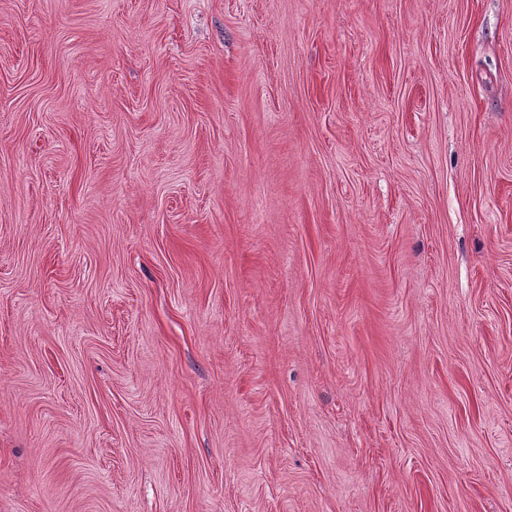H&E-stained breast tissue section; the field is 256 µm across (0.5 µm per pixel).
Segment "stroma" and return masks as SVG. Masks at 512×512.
<instances>
[{"label": "stroma", "mask_w": 512, "mask_h": 512, "mask_svg": "<svg viewBox=\"0 0 512 512\" xmlns=\"http://www.w3.org/2000/svg\"><path fill=\"white\" fill-rule=\"evenodd\" d=\"M0 512H512V0H0Z\"/></svg>", "instance_id": "stroma-1"}]
</instances>
